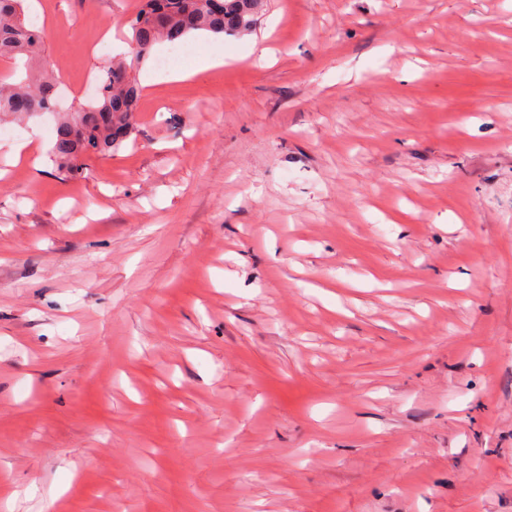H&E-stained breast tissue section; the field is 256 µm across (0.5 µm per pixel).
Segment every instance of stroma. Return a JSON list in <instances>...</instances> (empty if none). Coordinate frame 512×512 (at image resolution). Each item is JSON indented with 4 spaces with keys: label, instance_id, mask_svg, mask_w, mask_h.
I'll list each match as a JSON object with an SVG mask.
<instances>
[{
    "label": "stroma",
    "instance_id": "stroma-1",
    "mask_svg": "<svg viewBox=\"0 0 512 512\" xmlns=\"http://www.w3.org/2000/svg\"><path fill=\"white\" fill-rule=\"evenodd\" d=\"M140 0H26L62 107ZM265 38L270 62L246 54ZM67 178L0 137L13 512H512V0H264ZM224 66V56L223 55H208L201 57L196 61L194 66L186 71L180 72L177 74L168 77L169 79H184L187 77L195 76L198 74H205L215 70L220 69Z\"/></svg>",
    "mask_w": 512,
    "mask_h": 512
}]
</instances>
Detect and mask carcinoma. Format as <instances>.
Wrapping results in <instances>:
<instances>
[{
    "instance_id": "1",
    "label": "carcinoma",
    "mask_w": 512,
    "mask_h": 512,
    "mask_svg": "<svg viewBox=\"0 0 512 512\" xmlns=\"http://www.w3.org/2000/svg\"><path fill=\"white\" fill-rule=\"evenodd\" d=\"M24 0H0V123L40 116L58 108L57 85L49 69L44 35L24 23ZM144 0L130 20L135 59L160 40L174 42L191 31L242 33L249 30L262 0ZM125 61L108 63L98 80L96 97L66 113L57 123L51 155L71 175L83 170L86 157L107 156L128 139L141 96Z\"/></svg>"
}]
</instances>
